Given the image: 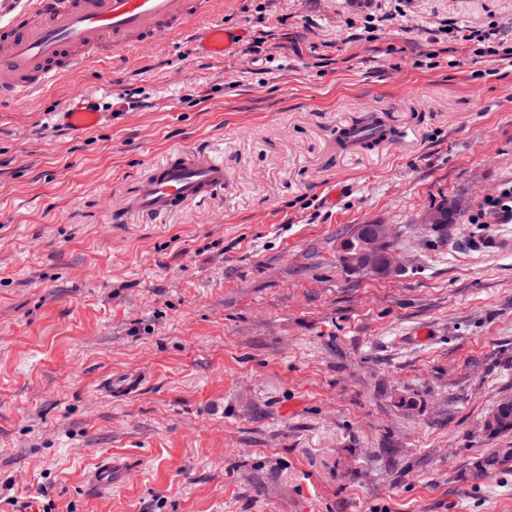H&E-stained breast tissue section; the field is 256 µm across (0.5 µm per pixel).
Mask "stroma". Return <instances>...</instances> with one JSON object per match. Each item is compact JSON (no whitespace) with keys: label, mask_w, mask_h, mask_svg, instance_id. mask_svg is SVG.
Masks as SVG:
<instances>
[{"label":"stroma","mask_w":512,"mask_h":512,"mask_svg":"<svg viewBox=\"0 0 512 512\" xmlns=\"http://www.w3.org/2000/svg\"><path fill=\"white\" fill-rule=\"evenodd\" d=\"M169 43L0 105V512H512V0H224ZM105 102L75 135L54 112ZM377 116L390 140L342 149ZM175 148L224 192L109 222ZM450 202L461 217L424 224ZM385 224L400 262H340ZM143 376L116 399L107 377ZM123 470L112 488L92 474ZM487 436L496 437L512 432V399H503L484 423ZM512 465L511 448H497L491 454L477 461L469 471V478L474 482L483 481L489 473Z\"/></svg>","instance_id":"stroma-1"}]
</instances>
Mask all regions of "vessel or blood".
Listing matches in <instances>:
<instances>
[{"mask_svg": "<svg viewBox=\"0 0 512 512\" xmlns=\"http://www.w3.org/2000/svg\"><path fill=\"white\" fill-rule=\"evenodd\" d=\"M222 0H5L0 5V103H19L62 75L78 76L101 55H122L162 40L186 41L221 56L236 41L219 15ZM58 124L83 134L104 117L97 100L76 95L55 114ZM224 188V161L193 148L172 150L141 176L127 198L128 215L160 216L209 199ZM139 375L106 380L116 396L137 393Z\"/></svg>", "mask_w": 512, "mask_h": 512, "instance_id": "b4317fda", "label": "vessel or blood"}]
</instances>
